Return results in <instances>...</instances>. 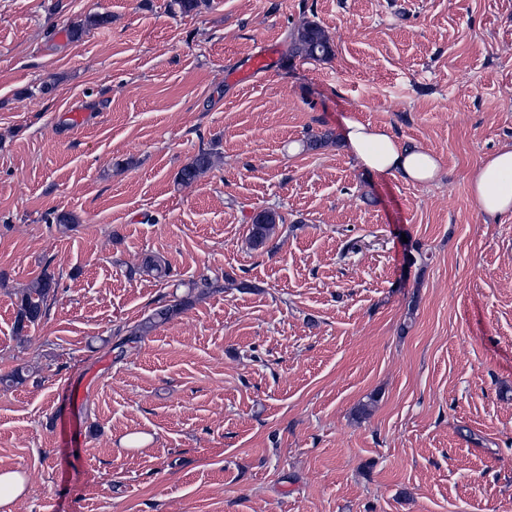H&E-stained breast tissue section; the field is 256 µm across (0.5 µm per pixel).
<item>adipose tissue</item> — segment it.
<instances>
[{"label":"adipose tissue","mask_w":512,"mask_h":512,"mask_svg":"<svg viewBox=\"0 0 512 512\" xmlns=\"http://www.w3.org/2000/svg\"><path fill=\"white\" fill-rule=\"evenodd\" d=\"M342 136L365 171L413 182L433 181L439 173V160L431 151L402 144L387 127L349 117ZM469 188L484 216H512V146L482 159L469 174Z\"/></svg>","instance_id":"ef3b65f1"}]
</instances>
